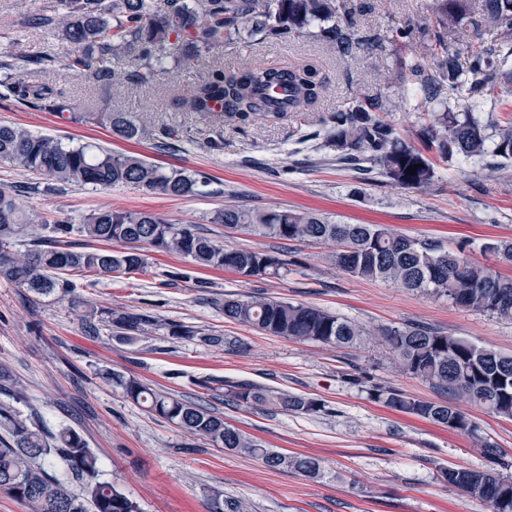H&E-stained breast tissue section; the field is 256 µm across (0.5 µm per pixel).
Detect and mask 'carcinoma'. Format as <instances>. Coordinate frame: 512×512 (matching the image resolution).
Here are the masks:
<instances>
[{"label":"carcinoma","instance_id":"1","mask_svg":"<svg viewBox=\"0 0 512 512\" xmlns=\"http://www.w3.org/2000/svg\"><path fill=\"white\" fill-rule=\"evenodd\" d=\"M64 12L36 18L37 24L58 33L67 50L51 58L67 73L88 76L98 85L114 79L112 59L124 56L132 63L127 81L145 85L156 80L157 51L176 40L179 61L190 65L204 49L265 34L288 41L313 34L330 45L341 58L380 46L377 35L359 37L354 32L357 0H59ZM432 17L421 29L425 55L432 67L403 55L413 30L396 29V78L411 91L421 126V146L405 139L384 119L383 98L357 95L349 106L321 118L327 145L336 159L367 171L377 170L405 189L425 190L436 169L429 153L444 161L456 156L482 161L498 158L497 170L512 164V118L483 121L472 112H439L448 90L464 91L471 106L496 88H509L512 70V0H431ZM488 28L498 43L473 44L466 58L448 48V39L460 30ZM2 98H13L31 109L73 113L74 103L64 92L16 75L0 82ZM325 82L309 64L280 67L218 68L210 72L181 105L191 112L218 111L231 121L245 124L256 117L281 119L302 112L323 97ZM106 125L112 135L133 140L139 126L126 112H109ZM161 150L183 140L178 127L164 125L156 131ZM0 162L64 184L110 189L133 185L147 193L171 197H203L210 181L186 170H166L139 156L99 148L73 146L48 136L0 124ZM416 167L411 172L409 168ZM21 191L0 185V278L36 295H73V272L112 277L146 269L141 246L189 258L201 268L227 269L244 277L279 279L288 274V262L277 252L263 249H226L197 231L194 224L172 222L148 211L100 210L81 224L49 221L22 207ZM42 222L45 235L32 248L19 249L25 231ZM212 224L242 234L283 241H311L331 248L330 262L346 273L364 279L390 281L411 291L446 297L454 306L512 320V276L472 264L466 245L448 250L436 242L395 234L384 224H348L329 216L296 210L254 212L237 205L212 211ZM71 235L86 239L82 249L60 246ZM118 244L121 250L109 246ZM484 250L512 266V242L492 241ZM224 317L267 335L352 348L366 332L332 312L266 297L227 298ZM83 320L89 327L106 321L121 341L157 324L155 317L118 309L85 305ZM172 336H198L209 346L234 342L180 324L169 325ZM402 369L433 387L467 398L474 405L512 418V355L491 347L422 326L387 328L382 332ZM124 394L149 411L203 437L225 450L261 461L271 469L290 468L309 478L323 477L321 461L310 455H288L265 447L224 421V416L189 401L157 391L134 377L112 374ZM238 404L264 405L269 396L247 384L226 390ZM373 401L454 431L476 435L478 426L448 400L429 401L397 389H374ZM280 407L296 414H317L325 404L315 398L288 393L277 396ZM62 463L85 493L77 496L51 475L48 468ZM98 455L73 428L54 433L32 428L10 405L0 404V490L24 503L29 512H140L139 505L117 484L98 480ZM442 478L466 495L490 505L492 512H512V479L497 469L448 467ZM209 512H245L237 501L217 494Z\"/></svg>","mask_w":512,"mask_h":512}]
</instances>
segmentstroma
<instances>
[{"label": "stroma", "mask_w": 512, "mask_h": 512, "mask_svg": "<svg viewBox=\"0 0 512 512\" xmlns=\"http://www.w3.org/2000/svg\"><path fill=\"white\" fill-rule=\"evenodd\" d=\"M56 0H0V62L17 50L33 58L26 78L63 87L81 112H129L144 129L126 141L83 119L39 112L13 99H0V123L32 132L133 152L166 168L209 178L211 193L193 199L149 194L133 186L92 190L59 186L43 176L0 163V184L27 185L25 208L72 224L99 209L150 211L198 225L226 248L270 249L290 266L280 279L248 278L204 269L188 259L146 249V272L90 281L74 276L76 294L100 308L145 312L159 321L133 341H119L108 324L96 335L84 329L82 310L56 296L37 297L0 279V401L14 387L24 390L16 408L32 426L80 431L101 462L100 478L119 484L141 512H208L212 495L245 502L249 512H491L483 501L445 483L441 468L482 469L481 446L490 441L501 453L498 469L512 475V419L502 418L463 398L456 406L480 428L478 437L396 412L372 401L373 387L394 388L410 397L437 400L427 382L402 370L381 334L386 327L427 326L479 346L512 353V321L466 311L446 298L410 291L383 280L349 275L327 259L325 245L282 243L245 236L209 223L224 205L250 209L311 210L349 224H385L396 233L433 239L453 248L467 242L476 265L496 263L483 246L512 240V175L481 169L472 174L461 161H436L437 177L424 191L408 190L383 177L364 178L337 162L325 145L319 118L344 108L354 94L386 99L385 115L403 136H414L419 119L411 99L393 75L390 43L396 28L423 27L427 0H364L355 26L361 35H381L380 49L341 61L311 37L288 41L252 38L212 49L191 66L177 63L174 46L164 47L154 84L125 82L127 60H114L112 84L98 86L59 71L50 58L65 45L35 25ZM313 64L326 82L313 111L292 112L269 122L237 126L180 108L211 69L250 65ZM177 125L186 133L177 150L155 146L157 127ZM223 134L224 147L210 145ZM187 280H172V273ZM206 281L199 289L195 280ZM260 295L316 306L361 325L367 338L358 348L262 334L228 321L220 309L225 296ZM182 324L229 338L215 348L190 337L170 335ZM133 376L172 396L221 413L225 421L282 453L318 457L325 470L313 481L291 469L271 470L261 461L215 447L129 400L111 373ZM210 388H203V381ZM249 383L267 390L322 400L319 414H295L266 404L258 408L225 398L228 386Z\"/></svg>", "instance_id": "stroma-1"}]
</instances>
